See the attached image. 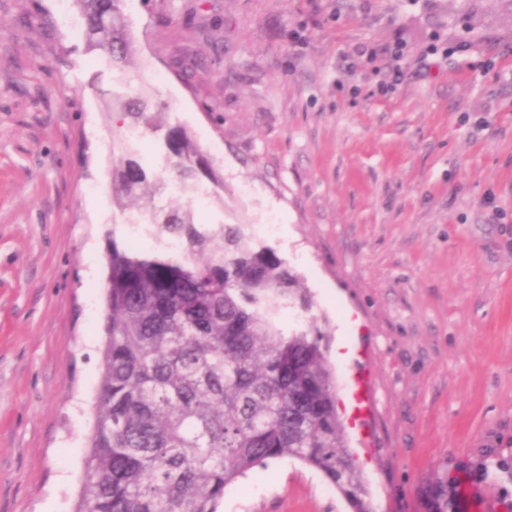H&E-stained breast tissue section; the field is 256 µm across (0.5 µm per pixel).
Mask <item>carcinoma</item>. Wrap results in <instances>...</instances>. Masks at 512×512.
I'll return each instance as SVG.
<instances>
[{
	"mask_svg": "<svg viewBox=\"0 0 512 512\" xmlns=\"http://www.w3.org/2000/svg\"><path fill=\"white\" fill-rule=\"evenodd\" d=\"M74 2L88 49L122 73L124 0ZM112 116L155 133L176 183L205 179L224 206L194 134L169 125L147 93H112ZM167 186L133 148L113 157L112 211L140 203L128 223L147 226L161 250L126 246L115 227L107 236L101 372L75 512H218L228 486L282 458L321 473L353 512H375L338 413L328 332L315 319L281 326L284 311L312 307L298 274L241 224H197L189 203L157 208Z\"/></svg>",
	"mask_w": 512,
	"mask_h": 512,
	"instance_id": "1",
	"label": "carcinoma"
}]
</instances>
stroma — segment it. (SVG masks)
<instances>
[{
  "label": "stroma",
  "mask_w": 512,
  "mask_h": 512,
  "mask_svg": "<svg viewBox=\"0 0 512 512\" xmlns=\"http://www.w3.org/2000/svg\"><path fill=\"white\" fill-rule=\"evenodd\" d=\"M147 89L329 330L376 512H512V0H125ZM403 78H396V71ZM113 74L73 0H0V512H74L103 340ZM220 512H352L284 458Z\"/></svg>",
  "instance_id": "stroma-1"
}]
</instances>
